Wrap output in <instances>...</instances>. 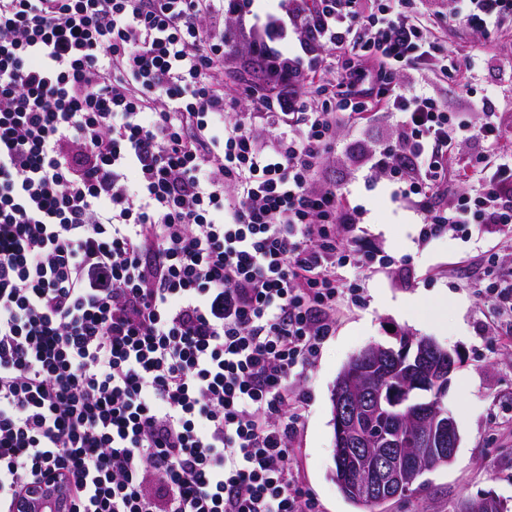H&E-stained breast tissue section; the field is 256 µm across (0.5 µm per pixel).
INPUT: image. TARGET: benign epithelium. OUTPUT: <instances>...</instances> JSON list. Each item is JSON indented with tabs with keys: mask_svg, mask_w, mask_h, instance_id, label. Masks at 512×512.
<instances>
[{
	"mask_svg": "<svg viewBox=\"0 0 512 512\" xmlns=\"http://www.w3.org/2000/svg\"><path fill=\"white\" fill-rule=\"evenodd\" d=\"M413 339L399 348H385L373 344L371 351L394 364L405 366L408 372L416 374L425 382H432L443 393L448 383V375L456 365V357L436 342L425 339L412 348ZM368 381L361 370L353 369L347 376V387L336 394L334 415L338 431H351L352 442L359 444L361 436L354 432L357 418L355 406L361 400ZM397 414L417 425L420 430L414 438L394 439L388 437L383 441L385 453L379 457L363 484L374 489L379 495L396 485H401L410 477L427 468L425 457L430 453L440 456L453 457L458 447L459 437L452 416L439 409L437 402L412 397L408 394L401 396L396 403ZM31 512H62L63 490L50 476L33 486L29 492ZM467 508L472 512H496L499 500L492 492L482 494L476 500L467 502Z\"/></svg>",
	"mask_w": 512,
	"mask_h": 512,
	"instance_id": "obj_1",
	"label": "benign epithelium"
}]
</instances>
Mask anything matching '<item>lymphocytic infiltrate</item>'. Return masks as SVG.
Returning <instances> with one entry per match:
<instances>
[{
  "instance_id": "lymphocytic-infiltrate-1",
  "label": "lymphocytic infiltrate",
  "mask_w": 512,
  "mask_h": 512,
  "mask_svg": "<svg viewBox=\"0 0 512 512\" xmlns=\"http://www.w3.org/2000/svg\"><path fill=\"white\" fill-rule=\"evenodd\" d=\"M365 2L0 0V512L48 476L71 512H320L291 468L295 388L359 297L337 269L373 259L319 178L342 122L395 114L361 166L424 239L512 224L493 97L463 123L411 89L458 63L416 0ZM231 18L272 95L216 88ZM455 18L488 37L512 0ZM466 142L470 196L448 175Z\"/></svg>"
}]
</instances>
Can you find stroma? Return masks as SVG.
Segmentation results:
<instances>
[{
  "instance_id": "35a3bbf8",
  "label": "stroma",
  "mask_w": 512,
  "mask_h": 512,
  "mask_svg": "<svg viewBox=\"0 0 512 512\" xmlns=\"http://www.w3.org/2000/svg\"><path fill=\"white\" fill-rule=\"evenodd\" d=\"M416 19L462 64L456 78L447 80L428 69L419 72L418 82L465 118L473 102L495 94L505 130L498 149L512 152V23L485 38L425 12ZM250 54L249 39L241 38L225 58L216 76L225 96L237 94L247 82L268 86L266 73L248 65ZM395 120L383 112L366 126H347L323 167L324 179L343 188L350 205L359 209L354 234L360 244L384 262L367 269L358 301L338 313L335 332L299 385L306 404L293 443V467L322 512H362L332 479L336 378L368 344L395 348L404 336L430 338L459 355L442 399L456 423L459 445L451 463L425 473L420 487L374 512H456L459 501L488 490L512 512V334L497 329L494 307L481 293L490 277L512 275V228L419 241L421 217L397 185L385 176L365 179L357 170L359 151L385 142Z\"/></svg>"
}]
</instances>
